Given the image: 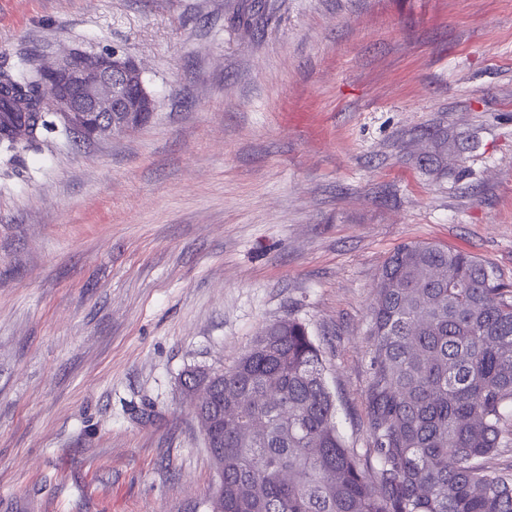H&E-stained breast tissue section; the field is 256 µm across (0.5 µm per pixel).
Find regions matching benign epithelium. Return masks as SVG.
Masks as SVG:
<instances>
[{"label":"benign epithelium","mask_w":512,"mask_h":512,"mask_svg":"<svg viewBox=\"0 0 512 512\" xmlns=\"http://www.w3.org/2000/svg\"><path fill=\"white\" fill-rule=\"evenodd\" d=\"M47 109L71 133L90 139L140 126L139 116L154 111V99L141 66L116 52L70 50L51 65L36 66ZM209 372L189 396L194 410L210 397Z\"/></svg>","instance_id":"1"}]
</instances>
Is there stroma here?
Returning a JSON list of instances; mask_svg holds the SVG:
<instances>
[{
  "mask_svg": "<svg viewBox=\"0 0 512 512\" xmlns=\"http://www.w3.org/2000/svg\"><path fill=\"white\" fill-rule=\"evenodd\" d=\"M75 45L138 59L155 111L0 147V512H208L180 376L288 317L365 452L387 258L512 283V0H0V69ZM446 134L456 165L420 169Z\"/></svg>",
  "mask_w": 512,
  "mask_h": 512,
  "instance_id": "35a3bbf8",
  "label": "stroma"
}]
</instances>
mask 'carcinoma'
I'll return each mask as SVG.
<instances>
[{
	"mask_svg": "<svg viewBox=\"0 0 512 512\" xmlns=\"http://www.w3.org/2000/svg\"><path fill=\"white\" fill-rule=\"evenodd\" d=\"M31 77L0 70V130L47 127ZM425 158L445 170L464 150L444 137ZM369 472L345 444L306 322L267 325L214 392L224 420V497L209 512H512V284L486 261L433 243L401 244L371 304Z\"/></svg>",
	"mask_w": 512,
	"mask_h": 512,
	"instance_id": "obj_1",
	"label": "carcinoma"
}]
</instances>
